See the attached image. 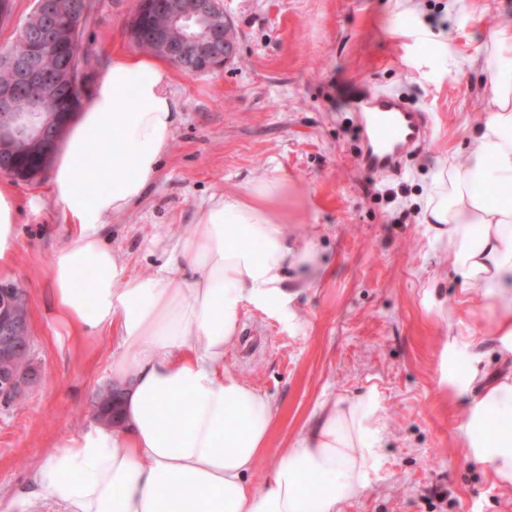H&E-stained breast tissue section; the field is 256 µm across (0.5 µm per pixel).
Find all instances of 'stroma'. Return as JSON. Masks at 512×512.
Returning a JSON list of instances; mask_svg holds the SVG:
<instances>
[{"mask_svg":"<svg viewBox=\"0 0 512 512\" xmlns=\"http://www.w3.org/2000/svg\"><path fill=\"white\" fill-rule=\"evenodd\" d=\"M81 27L80 76L92 90L114 52L137 54L128 22L137 0H92ZM238 52L221 71L173 70L180 114L157 178L110 219L106 242L130 273L154 275L187 235L198 202L253 176L288 180L289 243L316 262L292 269L278 297L245 304L239 339L224 356L233 375L276 409L270 446L249 478L261 490L280 448L325 401L375 390L381 454L367 488L339 512H512V488L460 441L465 410L438 385L448 337L481 356L484 383L507 370L492 315L448 266L421 218L433 171L465 164L486 117V78L475 59L492 27L512 25V0H224ZM403 96L429 117V140L400 176L357 161L352 99ZM18 203L17 250L0 280L30 302L39 382L0 403V512H48L29 503L49 442L91 425L93 402L112 383L111 333L76 338L51 313L50 265L71 226L50 195V176L23 183L0 174ZM439 278L444 313L425 292Z\"/></svg>","mask_w":512,"mask_h":512,"instance_id":"stroma-1","label":"stroma"}]
</instances>
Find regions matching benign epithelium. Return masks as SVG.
Wrapping results in <instances>:
<instances>
[{"mask_svg":"<svg viewBox=\"0 0 512 512\" xmlns=\"http://www.w3.org/2000/svg\"><path fill=\"white\" fill-rule=\"evenodd\" d=\"M55 0H34L35 26L27 52L0 49V172L30 181L42 174L66 131L69 113L46 112L60 97L83 100V86L72 68L80 46L51 22ZM137 17L156 21L148 32L153 51L189 74L220 71L237 52V41L220 0H139ZM56 57L49 75L44 63ZM30 313L26 293L0 283V397L17 396L38 375L31 361Z\"/></svg>","mask_w":512,"mask_h":512,"instance_id":"1","label":"benign epithelium"}]
</instances>
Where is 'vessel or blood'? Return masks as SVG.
Returning a JSON list of instances; mask_svg holds the SVG:
<instances>
[{"instance_id": "obj_1", "label": "vessel or blood", "mask_w": 512, "mask_h": 512, "mask_svg": "<svg viewBox=\"0 0 512 512\" xmlns=\"http://www.w3.org/2000/svg\"><path fill=\"white\" fill-rule=\"evenodd\" d=\"M363 141L358 154L362 168L395 173L406 158L418 151L428 137L427 119L399 96L370 93L353 100Z\"/></svg>"}]
</instances>
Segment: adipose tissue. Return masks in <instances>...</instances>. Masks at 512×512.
<instances>
[{"mask_svg":"<svg viewBox=\"0 0 512 512\" xmlns=\"http://www.w3.org/2000/svg\"><path fill=\"white\" fill-rule=\"evenodd\" d=\"M481 68L486 119L467 163L433 173L422 221L492 309L499 350L511 358L512 197L491 199L481 188L512 187V26L492 29ZM170 83L157 58L113 54L53 166L50 194L75 226L51 262L53 312L73 336L112 333L123 426L94 424L53 443L30 498L58 512H337L367 487L379 458L380 395L324 403L256 492L248 477L270 445L275 409L224 368L243 302L279 296L289 268L314 263L309 247L291 246L284 233L287 181L256 176L202 200L191 232L151 277L130 275L103 239L107 219L125 214L159 173L180 110ZM95 165L105 181L91 176ZM468 348L464 337H449L439 385L467 402L468 455L512 486V432L490 429L512 419V372L479 386L480 361ZM180 399L185 412L170 413Z\"/></svg>","mask_w":512,"mask_h":512,"instance_id":"ef3b65f1","label":"adipose tissue"}]
</instances>
